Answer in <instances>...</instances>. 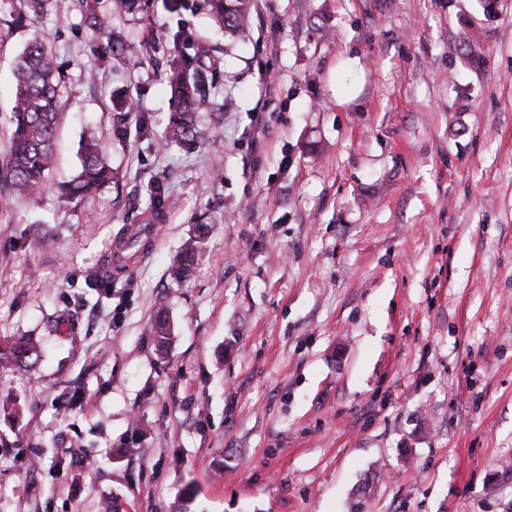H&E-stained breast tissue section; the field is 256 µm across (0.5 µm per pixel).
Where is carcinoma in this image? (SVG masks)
<instances>
[{"label": "carcinoma", "instance_id": "carcinoma-1", "mask_svg": "<svg viewBox=\"0 0 512 512\" xmlns=\"http://www.w3.org/2000/svg\"><path fill=\"white\" fill-rule=\"evenodd\" d=\"M249 0H204L215 21L228 30H237L248 22ZM174 54L167 71V86L172 100V112L163 140L167 144L195 143L202 132L198 112L209 103L206 89V64L211 58L208 44L191 31L179 29L171 34ZM15 92L12 107V132L6 155L0 159V176L8 181V191L24 198L40 189L54 163V137L61 113L58 107L60 75L56 72L53 55L43 40L33 39L17 59ZM114 172L105 163L99 144L89 139L80 146V170L59 186L66 199L88 197L113 182ZM150 203L144 226L159 224L168 204L165 187L156 182L150 190ZM210 225H197V234L183 244L171 266L174 280L184 278L192 267L199 246ZM154 333L159 342L169 335L165 305L158 303ZM39 348L32 342H0V367L22 364Z\"/></svg>", "mask_w": 512, "mask_h": 512}]
</instances>
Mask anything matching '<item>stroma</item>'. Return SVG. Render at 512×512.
Masks as SVG:
<instances>
[{
  "label": "stroma",
  "mask_w": 512,
  "mask_h": 512,
  "mask_svg": "<svg viewBox=\"0 0 512 512\" xmlns=\"http://www.w3.org/2000/svg\"><path fill=\"white\" fill-rule=\"evenodd\" d=\"M23 8L0 0V155L33 38L62 119L46 186L0 192V337L43 347L0 369V512H512V0H251L237 32L203 0L104 34L83 0ZM180 26L218 84L204 139L163 149ZM89 136L120 183L64 201ZM157 180L152 249L92 287ZM209 228V224H198L196 229L197 234L194 237H190L183 244L180 253L170 269L171 276L174 280L180 281L187 275L194 263L200 244L209 232Z\"/></svg>",
  "instance_id": "35a3bbf8"
}]
</instances>
